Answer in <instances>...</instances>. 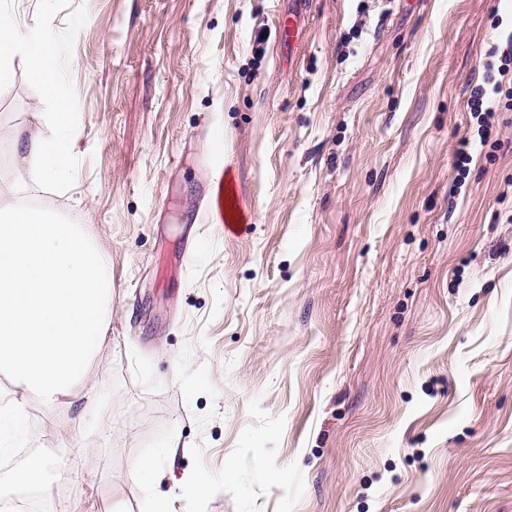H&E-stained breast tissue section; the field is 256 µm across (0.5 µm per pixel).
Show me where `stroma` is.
Returning <instances> with one entry per match:
<instances>
[{
  "mask_svg": "<svg viewBox=\"0 0 512 512\" xmlns=\"http://www.w3.org/2000/svg\"><path fill=\"white\" fill-rule=\"evenodd\" d=\"M6 3L74 60L84 203L36 199L112 273L89 416L26 404L25 447L84 463L48 512H144L169 440L167 512H512V101L485 141L468 106L512 0ZM48 109L16 62L5 181ZM174 448H177L174 442L163 444L160 448H157L154 452L142 458L134 471L136 478L149 493L147 512L167 511L164 503L153 496L152 486L160 469V464L175 454L176 450Z\"/></svg>",
  "mask_w": 512,
  "mask_h": 512,
  "instance_id": "stroma-1",
  "label": "stroma"
}]
</instances>
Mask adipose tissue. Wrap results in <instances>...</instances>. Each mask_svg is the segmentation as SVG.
<instances>
[{"mask_svg":"<svg viewBox=\"0 0 512 512\" xmlns=\"http://www.w3.org/2000/svg\"><path fill=\"white\" fill-rule=\"evenodd\" d=\"M24 61L52 107L53 134L23 140L22 176L0 184V370L49 409L71 408L100 354L112 317V279L75 224L18 203L21 190L74 179L70 60L55 33L0 4V84Z\"/></svg>","mask_w":512,"mask_h":512,"instance_id":"ef3b65f1","label":"adipose tissue"}]
</instances>
